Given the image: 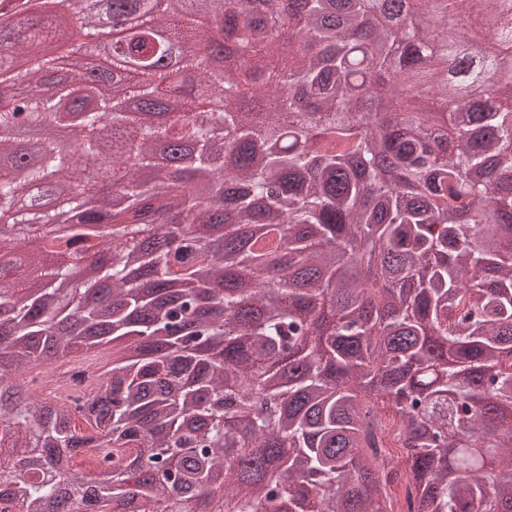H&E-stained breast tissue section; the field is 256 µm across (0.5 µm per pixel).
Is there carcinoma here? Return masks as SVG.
Instances as JSON below:
<instances>
[{"label": "carcinoma", "instance_id": "obj_1", "mask_svg": "<svg viewBox=\"0 0 512 512\" xmlns=\"http://www.w3.org/2000/svg\"><path fill=\"white\" fill-rule=\"evenodd\" d=\"M135 14L123 51L101 69L44 54L57 30L39 15L0 31V53L28 65L9 76L31 125L55 121L48 86L71 96L98 70L118 74L109 146L128 202L113 213L109 284L69 287L58 255L88 248L79 229L88 182L81 159L43 137L17 142L0 111V151L26 162L32 192L0 179V215L51 226L52 187L73 183L69 236L46 257L0 267V385L9 376L109 343L119 355L85 413L0 394V439L27 470L0 466L19 512H512V0H414L428 24L395 63L394 0H204L219 33L197 25V0H110ZM499 16L475 58L469 112L448 80L455 29ZM248 48L228 73L192 51L209 38ZM292 45L278 80L266 51ZM174 67L156 64L172 49ZM394 100L389 133L373 101ZM280 97L267 112L259 94ZM220 108L232 153L207 136ZM139 159L127 163L131 136ZM224 179L221 209L190 186ZM82 421L85 428L78 427ZM106 451L90 493L62 459ZM282 464L297 487L264 485Z\"/></svg>", "mask_w": 512, "mask_h": 512}]
</instances>
